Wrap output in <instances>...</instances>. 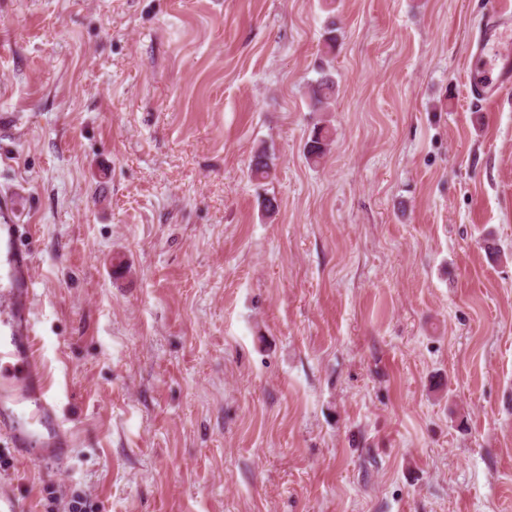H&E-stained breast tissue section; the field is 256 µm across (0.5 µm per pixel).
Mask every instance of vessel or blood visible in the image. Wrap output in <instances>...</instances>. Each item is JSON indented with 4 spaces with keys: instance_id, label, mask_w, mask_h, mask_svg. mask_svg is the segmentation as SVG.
<instances>
[{
    "instance_id": "vessel-or-blood-1",
    "label": "vessel or blood",
    "mask_w": 512,
    "mask_h": 512,
    "mask_svg": "<svg viewBox=\"0 0 512 512\" xmlns=\"http://www.w3.org/2000/svg\"><path fill=\"white\" fill-rule=\"evenodd\" d=\"M511 32L512 16L490 9L480 21L478 47L498 49ZM510 86L512 55L507 54L496 75L471 81L470 93L493 100ZM0 258L10 270L7 282L0 284V435L22 449L24 458L50 463L60 449L71 446L72 433L56 415L55 396L37 347L32 253L11 241ZM32 421L48 427V434L29 429Z\"/></svg>"
}]
</instances>
